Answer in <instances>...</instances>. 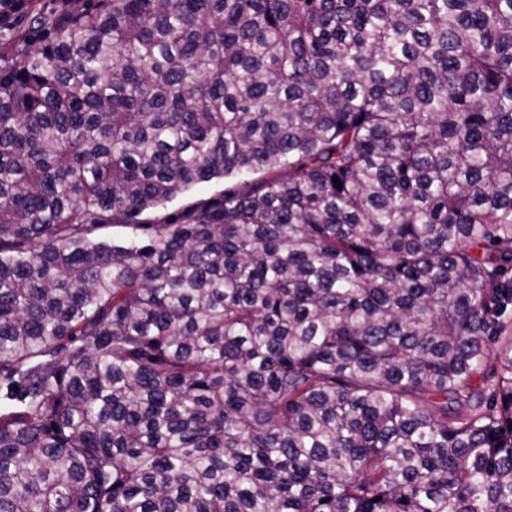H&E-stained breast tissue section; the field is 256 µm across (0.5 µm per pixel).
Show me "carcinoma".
<instances>
[{"mask_svg":"<svg viewBox=\"0 0 512 512\" xmlns=\"http://www.w3.org/2000/svg\"><path fill=\"white\" fill-rule=\"evenodd\" d=\"M30 26L0 36V512H512V0ZM224 189L222 183H203L195 187L193 191L169 204L166 213H173L181 210L185 205L199 199H206L218 194Z\"/></svg>","mask_w":512,"mask_h":512,"instance_id":"cac0c4a2","label":"carcinoma"}]
</instances>
